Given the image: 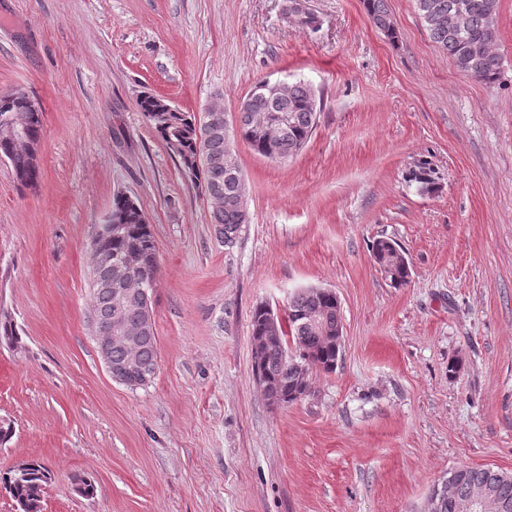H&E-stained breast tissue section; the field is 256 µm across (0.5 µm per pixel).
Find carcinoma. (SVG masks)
I'll return each mask as SVG.
<instances>
[{
	"label": "carcinoma",
	"mask_w": 512,
	"mask_h": 512,
	"mask_svg": "<svg viewBox=\"0 0 512 512\" xmlns=\"http://www.w3.org/2000/svg\"><path fill=\"white\" fill-rule=\"evenodd\" d=\"M458 0H415L416 8L433 41L446 51L454 66L469 77L493 83L500 75L501 58L496 52L498 40V0H467V19L461 26L449 23L457 11ZM367 16L375 27L394 35L386 0H363ZM250 107L239 113L237 129L232 139L247 142L254 151L267 156L266 147L257 141L256 129L273 119L276 114H288V123L280 129L275 152L278 161L297 156L308 143L317 123V109L313 90L304 82L289 84L288 96L280 101L264 97L261 85L249 94ZM137 104L157 136L171 153L178 158L182 173L198 184L202 194L211 202V223L224 235V242L231 244L241 226L249 223V212L243 192L242 170L231 175L224 170V130H207L205 114L195 115L180 109L160 112L157 97L140 96ZM25 110L28 131L33 138V148L25 153L13 152L11 146L0 140V157L9 161L17 183L23 188L34 187L40 175V165L35 155L42 133V111L31 100L0 95V120ZM411 180L419 189L433 191L436 183L431 171L421 167L412 172ZM106 224L119 230L91 242V297L93 319L107 320L114 311V290L138 288L139 281L157 274V248L151 224L140 206L131 197L118 194L114 197L112 211ZM395 242L380 238L372 245V257L385 279L401 288L410 283V267L404 262H389ZM120 259L132 261L131 276L120 284L111 280V265ZM321 314L318 324L310 322L309 314ZM269 306L259 304L251 319L254 336H278L280 342L267 347L254 359L255 374L267 399L279 405L298 400L294 395L291 366L300 362L305 367L317 366L325 372L336 369L340 353L336 347L322 339L324 333L341 324L340 304L332 291L316 292L309 287L298 291L288 302L286 320L270 324ZM124 319L129 324L140 321L146 325L144 337L137 349L140 368L134 374H124L117 381L129 387L148 384L153 378L158 359L157 336L152 300L135 295L127 302ZM294 349H289L288 341ZM48 471L38 460L29 461L28 476L19 477L13 470L0 473V492L7 493L18 502L27 498L34 484L47 483ZM490 483L500 498L512 504V473L491 468H461L457 470L459 494L465 495L478 484Z\"/></svg>",
	"instance_id": "1"
}]
</instances>
